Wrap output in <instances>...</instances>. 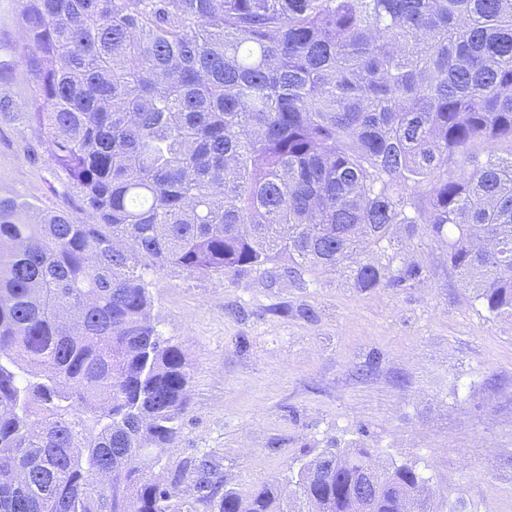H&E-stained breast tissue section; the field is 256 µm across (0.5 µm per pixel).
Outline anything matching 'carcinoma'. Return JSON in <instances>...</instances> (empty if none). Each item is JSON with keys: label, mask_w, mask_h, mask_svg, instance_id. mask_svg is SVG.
<instances>
[{"label": "carcinoma", "mask_w": 512, "mask_h": 512, "mask_svg": "<svg viewBox=\"0 0 512 512\" xmlns=\"http://www.w3.org/2000/svg\"><path fill=\"white\" fill-rule=\"evenodd\" d=\"M23 22L26 121L91 221L0 195V512H426L408 464L357 500L365 448L244 494L207 456L145 478L190 380L151 277L300 279L425 224L512 314V0H27ZM396 258L357 287L424 278Z\"/></svg>", "instance_id": "1"}]
</instances>
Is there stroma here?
<instances>
[{
    "label": "stroma",
    "mask_w": 512,
    "mask_h": 512,
    "mask_svg": "<svg viewBox=\"0 0 512 512\" xmlns=\"http://www.w3.org/2000/svg\"><path fill=\"white\" fill-rule=\"evenodd\" d=\"M0 95L16 111L0 117V194L31 216L53 205L86 221L77 197L48 191L51 164L21 118L33 103L25 66ZM400 257L426 279L366 291L347 270L297 280L279 262L231 279L153 277L151 316L184 349L191 379L181 434L146 477L167 482L207 454L225 488L245 491L287 484L322 449L353 446L413 465L432 512H512V315L461 287L426 225Z\"/></svg>",
    "instance_id": "obj_1"
}]
</instances>
